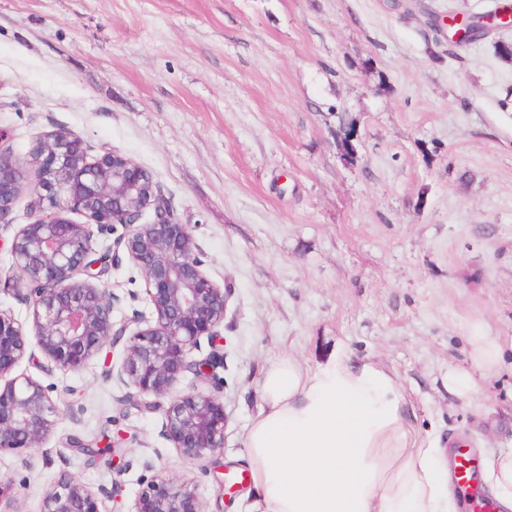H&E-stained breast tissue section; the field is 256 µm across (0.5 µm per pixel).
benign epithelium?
Instances as JSON below:
<instances>
[{
	"mask_svg": "<svg viewBox=\"0 0 512 512\" xmlns=\"http://www.w3.org/2000/svg\"><path fill=\"white\" fill-rule=\"evenodd\" d=\"M34 174L35 203L52 214L22 225L11 254L19 268L31 324L0 309V453L40 448L56 425L52 388L14 374L33 350L50 366L78 371L108 344L123 345L117 379L162 409L164 436L182 460L195 465L224 450L226 417L219 387L179 391L191 376L216 378L224 355L193 359L201 339L213 343L231 289L214 283L188 225L179 223L148 172L116 150L92 156L69 131L36 140L22 161L0 139V223L9 224L16 199ZM150 222L143 221L147 210ZM79 214V224L69 218ZM121 224L118 241L143 272L151 317L136 328L113 321V296L96 284L108 253L94 257L92 226ZM40 512H104L102 502L76 478L62 474L43 493ZM129 512H204L195 488L160 470L142 483Z\"/></svg>",
	"mask_w": 512,
	"mask_h": 512,
	"instance_id": "1",
	"label": "benign epithelium"
}]
</instances>
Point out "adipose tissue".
Masks as SVG:
<instances>
[{
	"instance_id": "obj_1",
	"label": "adipose tissue",
	"mask_w": 512,
	"mask_h": 512,
	"mask_svg": "<svg viewBox=\"0 0 512 512\" xmlns=\"http://www.w3.org/2000/svg\"><path fill=\"white\" fill-rule=\"evenodd\" d=\"M468 333L474 367L491 376L501 345L483 326ZM256 391L249 512H456L448 454L421 439L392 370L343 353L312 369L288 354L264 365ZM482 480L512 512V448L484 458Z\"/></svg>"
}]
</instances>
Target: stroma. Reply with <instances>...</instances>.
I'll return each mask as SVG.
<instances>
[{"mask_svg":"<svg viewBox=\"0 0 512 512\" xmlns=\"http://www.w3.org/2000/svg\"><path fill=\"white\" fill-rule=\"evenodd\" d=\"M505 0H0V136L26 158L57 129L91 154L111 148L146 169L190 225L206 274L230 286L223 338L224 454L238 457L260 402L265 360L308 366L336 350L382 362L417 425L473 453L512 448V29L453 49L434 18L486 14ZM355 122L357 158L337 147ZM30 190L0 227V309L28 320L10 253L30 223ZM108 255L114 321L148 313L142 271ZM503 349L498 375L471 361L467 330ZM122 347L88 367L21 372L51 386L59 417L43 447L0 455L13 512H39L60 474L107 512H128L157 470L196 486L205 512H245L247 488L220 492L212 464L189 466L161 410L110 378ZM470 374L475 399L448 393ZM123 432L96 462L69 442Z\"/></svg>","mask_w":512,"mask_h":512,"instance_id":"obj_1","label":"stroma"}]
</instances>
